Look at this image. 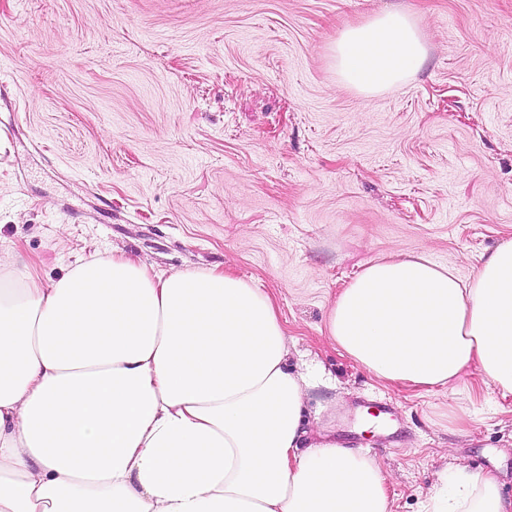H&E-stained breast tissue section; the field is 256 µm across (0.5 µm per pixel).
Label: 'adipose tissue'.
Listing matches in <instances>:
<instances>
[{
    "instance_id": "1",
    "label": "adipose tissue",
    "mask_w": 512,
    "mask_h": 512,
    "mask_svg": "<svg viewBox=\"0 0 512 512\" xmlns=\"http://www.w3.org/2000/svg\"><path fill=\"white\" fill-rule=\"evenodd\" d=\"M343 83L373 95L427 50L392 11L344 29ZM330 338L378 380L430 389L478 364L512 393V237L474 279L422 255L366 266ZM270 295L229 271L77 262L50 286L0 276V512H388L377 464L303 445V375ZM436 512H512L491 474Z\"/></svg>"
}]
</instances>
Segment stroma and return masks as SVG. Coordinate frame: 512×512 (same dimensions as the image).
<instances>
[{
    "label": "stroma",
    "instance_id": "1",
    "mask_svg": "<svg viewBox=\"0 0 512 512\" xmlns=\"http://www.w3.org/2000/svg\"><path fill=\"white\" fill-rule=\"evenodd\" d=\"M421 68L372 98L332 46L389 8ZM512 234V0H0V275L81 257L228 270L273 298L289 368H315L309 438L373 459L389 512L457 467L512 498V394L469 366L381 383L327 332L363 267L422 254L475 276ZM396 410L391 431L364 411Z\"/></svg>",
    "mask_w": 512,
    "mask_h": 512
}]
</instances>
